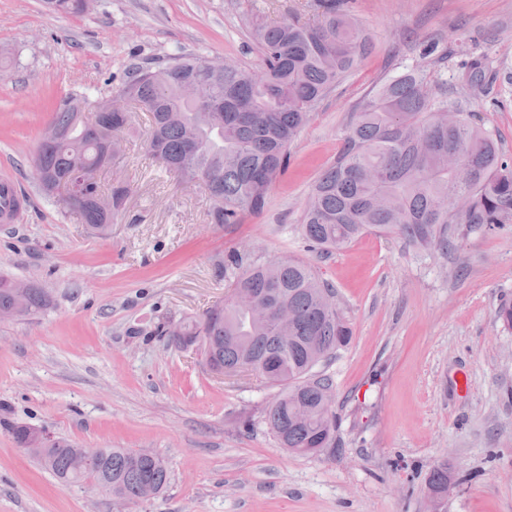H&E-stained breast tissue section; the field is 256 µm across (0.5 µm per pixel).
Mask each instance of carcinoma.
<instances>
[{"label": "carcinoma", "instance_id": "1", "mask_svg": "<svg viewBox=\"0 0 512 512\" xmlns=\"http://www.w3.org/2000/svg\"><path fill=\"white\" fill-rule=\"evenodd\" d=\"M344 0H316L321 20L313 25L290 18L251 22L263 57L265 80L236 67L220 76L203 69L204 59L181 54L168 63L136 68L120 92L145 108L151 125L147 154L180 179H195L211 202L214 224H238L262 213L272 185L288 165V149L312 111L361 61L367 41ZM55 12L81 13L83 0H46ZM189 76L210 80L222 111L203 120L202 107L179 95ZM426 76L418 68L386 79L356 113L346 144L322 172L305 203L299 234L307 248L328 255L364 234L395 236L423 251L446 250L457 224L494 230L512 224V157L478 125L469 112L457 113L452 125L436 120L437 108L424 91ZM99 99L75 93L54 114L33 165L45 173L43 195L60 202L55 191L71 176L87 178V194L63 203L89 229L107 231L126 208L130 184L101 185L99 175L123 153L122 135L132 116L96 112ZM112 195V211L103 212L95 196ZM224 276L231 295L196 319L171 326L158 324L152 335L169 336L183 349L198 352L212 372L235 366L251 370L281 389L268 407L266 424L281 447L315 453L333 447L335 415L323 402L330 379L314 368L351 340V328L338 311L327 310L334 288L315 268L296 258L273 269L240 253L229 255ZM279 294L271 297L267 289ZM247 289L257 301L285 303L294 312L285 346L271 325L250 320L233 294ZM44 291L29 286L20 294L15 281L0 276V312L32 316L46 306ZM18 447L33 428L4 423ZM39 464L62 486L95 479L105 493L130 503L148 501L170 485L172 474L156 454L140 456L126 448H109L93 458L72 451L56 438ZM448 468L430 471L428 488L448 493Z\"/></svg>", "mask_w": 512, "mask_h": 512}]
</instances>
